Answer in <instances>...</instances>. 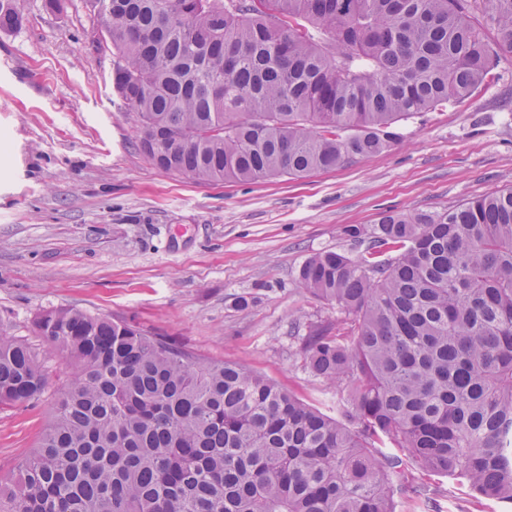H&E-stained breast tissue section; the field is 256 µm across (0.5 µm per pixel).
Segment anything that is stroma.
Wrapping results in <instances>:
<instances>
[{"mask_svg":"<svg viewBox=\"0 0 512 512\" xmlns=\"http://www.w3.org/2000/svg\"><path fill=\"white\" fill-rule=\"evenodd\" d=\"M23 26L0 30V332L34 348L48 380L33 405L0 408V482L18 477L69 376L33 330L78 308L239 364L341 417L348 391L307 369L302 342L335 321L301 288L309 256L358 257L351 225L385 210L452 209L512 187V55L459 106L399 122L400 144L340 169L251 183L196 182L137 148L139 122L112 86L114 58L87 0H18ZM425 501L396 512H512L461 479L424 478Z\"/></svg>","mask_w":512,"mask_h":512,"instance_id":"obj_1","label":"stroma"}]
</instances>
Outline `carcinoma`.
Segmentation results:
<instances>
[{
  "mask_svg": "<svg viewBox=\"0 0 512 512\" xmlns=\"http://www.w3.org/2000/svg\"><path fill=\"white\" fill-rule=\"evenodd\" d=\"M112 84L137 148L197 182L302 177L390 150L397 123L496 78L512 0H111ZM0 0V29L21 26ZM352 258L325 250L301 288L341 314L302 343L344 383L342 422L241 366L76 308L34 327L69 370L0 512H395L413 465L512 501V188L440 211H384ZM47 388L0 335V406ZM392 445L385 453L381 447Z\"/></svg>",
  "mask_w": 512,
  "mask_h": 512,
  "instance_id": "1",
  "label": "carcinoma"
}]
</instances>
